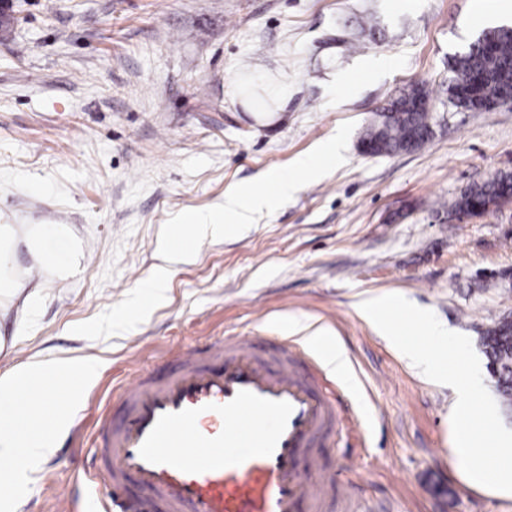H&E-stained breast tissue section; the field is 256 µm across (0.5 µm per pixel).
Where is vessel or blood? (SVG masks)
<instances>
[{
    "mask_svg": "<svg viewBox=\"0 0 512 512\" xmlns=\"http://www.w3.org/2000/svg\"><path fill=\"white\" fill-rule=\"evenodd\" d=\"M275 336H227L189 347L164 378L120 395L93 460L113 507L136 483L164 512H325L309 478L313 449L342 411Z\"/></svg>",
    "mask_w": 512,
    "mask_h": 512,
    "instance_id": "obj_1",
    "label": "vessel or blood"
}]
</instances>
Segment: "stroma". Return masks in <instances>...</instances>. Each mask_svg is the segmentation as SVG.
Masks as SVG:
<instances>
[{
  "label": "stroma",
  "mask_w": 512,
  "mask_h": 512,
  "mask_svg": "<svg viewBox=\"0 0 512 512\" xmlns=\"http://www.w3.org/2000/svg\"><path fill=\"white\" fill-rule=\"evenodd\" d=\"M0 26V374L31 357L94 356L99 377L18 512H88L104 498L89 463L119 391L161 359L227 335L323 329L347 349L344 382L311 366L343 410L319 449L337 471L333 512H512L451 461L453 394L389 347L360 300L399 294L476 343L512 316V201L461 222L451 203L512 171V107L448 100V59L503 0H11ZM372 70H363V63ZM430 92L419 149L368 156L380 109ZM354 122L345 164L243 234L205 239L173 266L166 302L137 328L90 340L74 325L119 303L155 265L160 231L185 210L289 165ZM68 257L50 264L44 232ZM483 355V348L475 350Z\"/></svg>",
  "instance_id": "1"
}]
</instances>
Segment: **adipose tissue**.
<instances>
[{
	"label": "adipose tissue",
	"mask_w": 512,
	"mask_h": 512,
	"mask_svg": "<svg viewBox=\"0 0 512 512\" xmlns=\"http://www.w3.org/2000/svg\"><path fill=\"white\" fill-rule=\"evenodd\" d=\"M71 381L68 402L51 417V426L64 430L72 426L88 388L97 377V363L91 358H34L0 375V512H16L29 492L40 464L52 457L56 446L45 426L20 431L18 415L11 406L16 395L36 386L50 391L55 379Z\"/></svg>",
	"instance_id": "obj_1"
}]
</instances>
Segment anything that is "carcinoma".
<instances>
[{
	"mask_svg": "<svg viewBox=\"0 0 512 512\" xmlns=\"http://www.w3.org/2000/svg\"><path fill=\"white\" fill-rule=\"evenodd\" d=\"M495 42L487 51L474 41L466 51L448 60L451 73L448 82V99L464 111H471L466 104L453 100L459 88L471 84L476 75L485 79L484 89L490 96L512 89V28L493 27ZM382 120L365 133L362 142L383 143L390 153L406 148H418L431 136V119L428 112L406 107L405 96L399 95L382 108ZM512 200V172H500L494 178L475 184L463 192L450 206L449 214L458 216L475 209L485 213L492 206ZM484 352L496 366L498 390L504 401L512 405V323L498 319L481 336Z\"/></svg>",
	"mask_w": 512,
	"mask_h": 512,
	"instance_id": "obj_1",
	"label": "carcinoma"
}]
</instances>
